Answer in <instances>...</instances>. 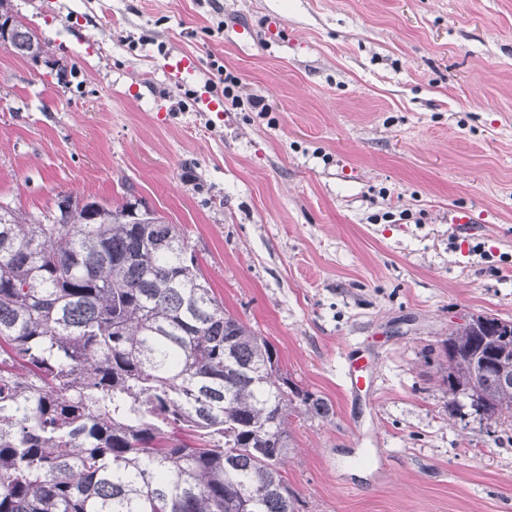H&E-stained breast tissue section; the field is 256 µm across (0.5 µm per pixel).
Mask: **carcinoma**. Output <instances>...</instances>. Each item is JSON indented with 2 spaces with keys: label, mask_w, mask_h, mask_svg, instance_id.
<instances>
[{
  "label": "carcinoma",
  "mask_w": 512,
  "mask_h": 512,
  "mask_svg": "<svg viewBox=\"0 0 512 512\" xmlns=\"http://www.w3.org/2000/svg\"><path fill=\"white\" fill-rule=\"evenodd\" d=\"M10 49L46 54L19 21ZM87 208L42 224L0 207V512H299L290 425L330 403L224 309L177 225ZM454 333L450 394L512 414V382L471 369L512 338Z\"/></svg>",
  "instance_id": "carcinoma-1"
}]
</instances>
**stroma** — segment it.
Here are the masks:
<instances>
[{
	"label": "stroma",
	"instance_id": "1",
	"mask_svg": "<svg viewBox=\"0 0 512 512\" xmlns=\"http://www.w3.org/2000/svg\"><path fill=\"white\" fill-rule=\"evenodd\" d=\"M10 8L48 51L0 47V202L181 225L225 309L333 408L291 425L300 512H512V420L449 394L443 347L512 320V0ZM271 15L280 41L243 35ZM182 55L198 68L176 87ZM224 72L266 111L232 108Z\"/></svg>",
	"mask_w": 512,
	"mask_h": 512
}]
</instances>
